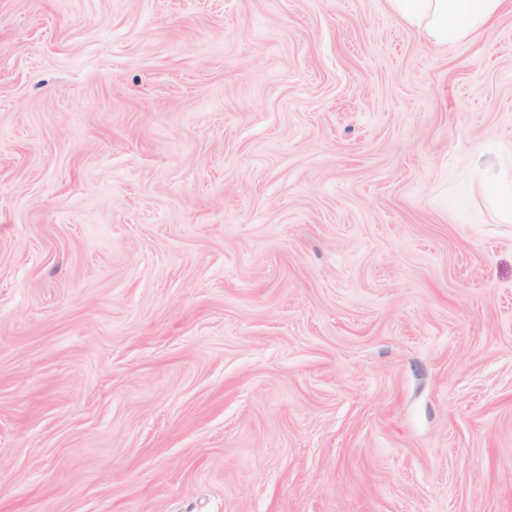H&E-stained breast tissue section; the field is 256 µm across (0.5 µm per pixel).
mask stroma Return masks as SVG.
Segmentation results:
<instances>
[{"instance_id":"35a3bbf8","label":"stroma","mask_w":512,"mask_h":512,"mask_svg":"<svg viewBox=\"0 0 512 512\" xmlns=\"http://www.w3.org/2000/svg\"><path fill=\"white\" fill-rule=\"evenodd\" d=\"M512 9L0 0V512H512ZM507 0H389L391 8L422 27L436 43L448 44L489 29ZM490 197L505 222L512 221V179L496 181L489 185Z\"/></svg>"}]
</instances>
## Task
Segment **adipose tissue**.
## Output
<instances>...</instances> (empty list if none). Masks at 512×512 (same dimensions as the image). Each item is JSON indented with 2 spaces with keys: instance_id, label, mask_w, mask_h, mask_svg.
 Here are the masks:
<instances>
[{
  "instance_id": "1",
  "label": "adipose tissue",
  "mask_w": 512,
  "mask_h": 512,
  "mask_svg": "<svg viewBox=\"0 0 512 512\" xmlns=\"http://www.w3.org/2000/svg\"><path fill=\"white\" fill-rule=\"evenodd\" d=\"M506 0H389L409 23L422 27L436 43L448 44L489 29Z\"/></svg>"
}]
</instances>
